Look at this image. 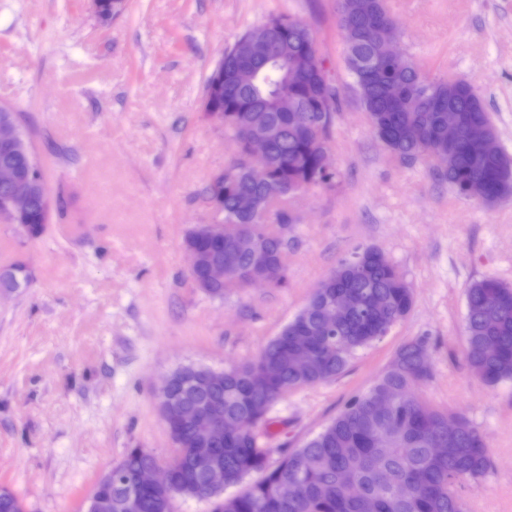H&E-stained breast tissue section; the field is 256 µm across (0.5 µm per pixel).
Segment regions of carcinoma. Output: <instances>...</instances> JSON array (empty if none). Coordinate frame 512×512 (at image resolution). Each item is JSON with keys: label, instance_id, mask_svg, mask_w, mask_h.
<instances>
[{"label": "carcinoma", "instance_id": "obj_1", "mask_svg": "<svg viewBox=\"0 0 512 512\" xmlns=\"http://www.w3.org/2000/svg\"><path fill=\"white\" fill-rule=\"evenodd\" d=\"M338 26L345 43V64L351 88L365 112L373 134L390 154L413 164L436 154H448L439 177L458 197L495 206L512 198V156L501 146L497 129L476 88L465 79L436 81L425 77L410 59L384 60L382 45L395 27L388 22L385 0H336ZM284 16L270 18L241 35L254 44L251 79L235 80L242 67L236 47L224 51V72L211 71L205 86L224 84V95L204 98V109L224 110V134L233 143V161L224 179L208 181L206 199L224 204V238L199 233L192 245L205 254L197 268L206 277L208 264L233 261L238 274L252 268V253L230 248L238 235L251 229L259 237L275 285L285 282L282 256L288 238L268 227L294 223L286 212L271 211L273 196L264 182L246 168V138L266 140L269 181L285 200L305 185H330L336 171L321 166L318 138L332 142L342 91L328 76L309 26L296 20L282 31ZM311 54L305 83L288 80L296 57ZM459 117V136L448 145L447 112ZM241 195L253 196L260 208L252 214L237 209ZM47 185L37 184L23 223L40 235L50 222ZM21 266L0 272V288L23 287ZM347 293L353 308L336 311V326L324 324L332 300ZM465 354L468 369L488 386L512 383V284L485 277L465 291ZM413 307V292L398 268L381 250L358 247L315 289L307 304L270 340L252 363L224 369L218 385L206 379L207 368L188 364L171 372L172 397L189 415L175 425L172 437L178 455L169 465L184 494L214 502L222 512H464L456 488L485 477L491 457L483 434L464 428L456 451L444 460L430 454L434 439L448 435L445 413L414 396L419 382L431 375L421 369L420 354L429 350L426 337L402 345L389 366L367 392L355 395L322 430L302 446L272 459L258 431L223 441H204L199 424L207 411L224 418L266 420L272 405L290 389L335 379L352 355L373 344L402 322ZM311 354L308 364L296 358ZM401 394L384 415L370 404L378 390ZM205 455L224 469L225 480L244 485L236 496L209 483L195 459ZM158 462L145 448H129L121 461L99 477L87 512H127V489L136 471ZM139 512H172V503L159 491L136 490ZM0 512H23L17 495L0 487Z\"/></svg>", "mask_w": 512, "mask_h": 512}]
</instances>
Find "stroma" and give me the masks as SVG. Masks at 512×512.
Masks as SVG:
<instances>
[{"instance_id": "35a3bbf8", "label": "stroma", "mask_w": 512, "mask_h": 512, "mask_svg": "<svg viewBox=\"0 0 512 512\" xmlns=\"http://www.w3.org/2000/svg\"><path fill=\"white\" fill-rule=\"evenodd\" d=\"M386 5L405 54L429 79L477 87L512 154V0ZM279 14L311 28L342 89L339 178L287 201L283 285L215 299L194 288L183 243L214 221L204 188L234 153L204 115L205 80L247 29ZM349 82L335 0H127L107 26L90 0H0V106L16 113L53 202L40 236L0 221V270L29 276L0 293V486L26 512H86L126 449L173 458L162 379L186 364L255 361L357 246L398 267L412 311L335 380L285 393L269 411V447L301 446L425 336L432 373L417 394L489 443V474L457 489L464 512H512V383L484 385L463 356L468 285L512 283V199L458 198L433 160L393 158Z\"/></svg>"}]
</instances>
